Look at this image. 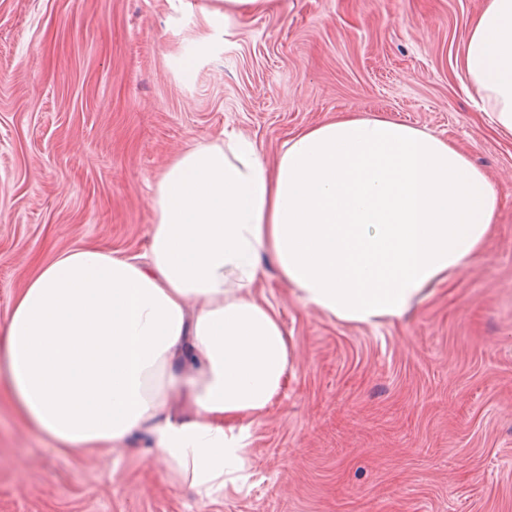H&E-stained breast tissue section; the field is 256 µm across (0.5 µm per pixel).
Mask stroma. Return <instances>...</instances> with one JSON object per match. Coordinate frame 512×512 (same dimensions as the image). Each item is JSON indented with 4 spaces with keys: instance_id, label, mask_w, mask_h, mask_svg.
<instances>
[{
    "instance_id": "obj_1",
    "label": "stroma",
    "mask_w": 512,
    "mask_h": 512,
    "mask_svg": "<svg viewBox=\"0 0 512 512\" xmlns=\"http://www.w3.org/2000/svg\"><path fill=\"white\" fill-rule=\"evenodd\" d=\"M484 0H269L183 82L179 0H0V323L38 268L77 246L144 254L175 150L229 130L275 160L343 112L459 146L497 188L472 266L371 329L262 288L297 359L256 429L253 476L204 503L147 439L60 451L0 379V512H512V135L461 79Z\"/></svg>"
}]
</instances>
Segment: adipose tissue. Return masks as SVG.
I'll list each match as a JSON object with an SVG mask.
<instances>
[{
    "label": "adipose tissue",
    "instance_id": "adipose-tissue-1",
    "mask_svg": "<svg viewBox=\"0 0 512 512\" xmlns=\"http://www.w3.org/2000/svg\"><path fill=\"white\" fill-rule=\"evenodd\" d=\"M267 2L199 7L174 70L193 80L233 16ZM459 56L482 112L512 135V0H485ZM150 207L145 255L80 246L38 269L0 325V377L65 450L144 436L166 477L208 502L249 481L254 429L296 357L259 288L267 264L304 307L392 324L470 268L500 200L454 144L346 112L272 163L232 132L178 151Z\"/></svg>",
    "mask_w": 512,
    "mask_h": 512
}]
</instances>
